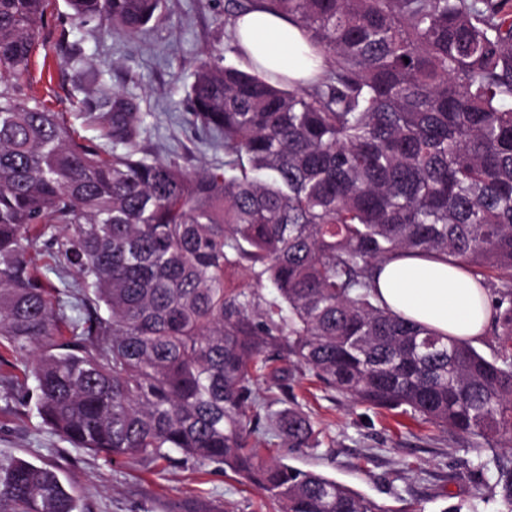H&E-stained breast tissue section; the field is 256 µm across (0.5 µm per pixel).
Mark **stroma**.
I'll return each instance as SVG.
<instances>
[{
  "label": "stroma",
  "mask_w": 512,
  "mask_h": 512,
  "mask_svg": "<svg viewBox=\"0 0 512 512\" xmlns=\"http://www.w3.org/2000/svg\"><path fill=\"white\" fill-rule=\"evenodd\" d=\"M224 8L223 0H167L162 20L138 40L100 29L81 42L64 0H54L43 43L13 84L22 99L66 115L82 136L95 139V131L81 125L83 93L66 63L71 44L81 42L92 68L107 70L113 91L140 101L148 145L176 150L183 168L200 170L224 155L181 122L198 60L211 52L248 66L229 50ZM24 368V357L0 342V463L21 458L56 469L77 498V512H280L277 502L219 464L201 465L179 454L170 463L112 462L74 448L38 417L23 391ZM292 399L314 419L321 444L291 453V465L335 479L381 512H450L471 500L470 454L452 433L398 410L356 403L308 374L291 383L287 399L274 403L273 411L286 410Z\"/></svg>",
  "instance_id": "35a3bbf8"
}]
</instances>
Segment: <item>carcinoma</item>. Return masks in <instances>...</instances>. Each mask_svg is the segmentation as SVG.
<instances>
[{"instance_id":"1","label":"carcinoma","mask_w":512,"mask_h":512,"mask_svg":"<svg viewBox=\"0 0 512 512\" xmlns=\"http://www.w3.org/2000/svg\"><path fill=\"white\" fill-rule=\"evenodd\" d=\"M80 38L98 22L144 36L167 0H65ZM305 29V86L200 59L183 121L224 148L190 172L150 151L146 113L105 71L69 64L86 140L64 115L0 89V337L28 355L42 422L110 460L217 463L283 512H381L288 454L320 431L256 387L305 370L326 388L467 441L474 473L512 512V0H229ZM51 0H0V78L27 71ZM400 252L465 264L490 287L487 358L393 314L374 269ZM245 268L252 288H227ZM72 268L71 317L47 273ZM0 512H76L58 474L0 464Z\"/></svg>"}]
</instances>
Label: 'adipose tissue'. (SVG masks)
<instances>
[{"label": "adipose tissue", "mask_w": 512, "mask_h": 512, "mask_svg": "<svg viewBox=\"0 0 512 512\" xmlns=\"http://www.w3.org/2000/svg\"><path fill=\"white\" fill-rule=\"evenodd\" d=\"M234 34L252 66L267 77L302 82L309 76L302 30L286 18L256 8L239 16ZM377 292L394 313L458 343L483 337L491 317L480 278L464 266L402 255L378 265Z\"/></svg>", "instance_id": "1"}]
</instances>
